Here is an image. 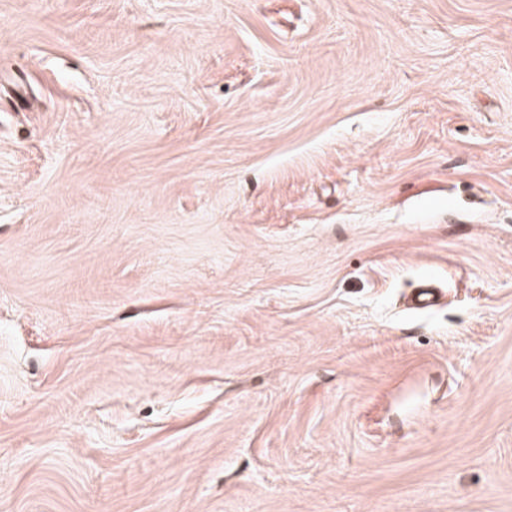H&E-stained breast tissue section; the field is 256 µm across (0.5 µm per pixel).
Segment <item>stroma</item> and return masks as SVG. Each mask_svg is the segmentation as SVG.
Wrapping results in <instances>:
<instances>
[{
  "mask_svg": "<svg viewBox=\"0 0 512 512\" xmlns=\"http://www.w3.org/2000/svg\"><path fill=\"white\" fill-rule=\"evenodd\" d=\"M0 512H512V0H0Z\"/></svg>",
  "mask_w": 512,
  "mask_h": 512,
  "instance_id": "stroma-1",
  "label": "stroma"
}]
</instances>
